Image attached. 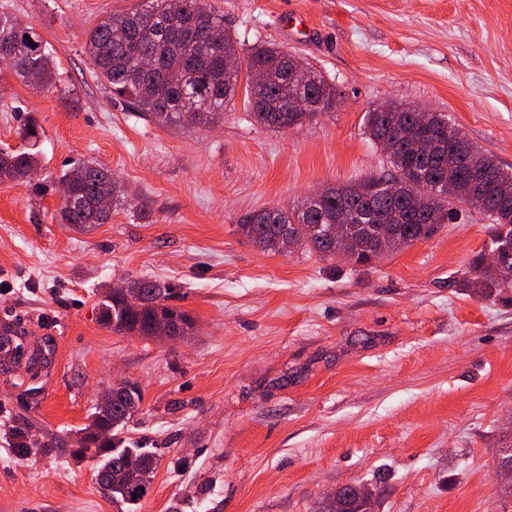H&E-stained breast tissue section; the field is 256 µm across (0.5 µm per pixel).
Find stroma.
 <instances>
[{"label": "stroma", "instance_id": "obj_1", "mask_svg": "<svg viewBox=\"0 0 512 512\" xmlns=\"http://www.w3.org/2000/svg\"><path fill=\"white\" fill-rule=\"evenodd\" d=\"M144 0H0L53 48L56 85L0 65V147L41 126L30 181L0 184V329L43 356L0 365V512H318L345 484L375 512H512V291L462 288L493 227L467 210L365 266L307 246L261 250L241 216L386 174L365 115L398 102L451 115L512 171V0H209L239 51L276 44L335 86V110L258 125L245 89L221 121L163 126L98 79L89 31ZM94 161L125 206L61 223L56 180ZM175 288L191 336L98 319L112 287ZM136 382L122 431L158 453L150 491L113 502L70 454L103 394Z\"/></svg>", "mask_w": 512, "mask_h": 512}]
</instances>
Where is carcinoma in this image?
I'll use <instances>...</instances> for the list:
<instances>
[{"label":"carcinoma","mask_w":512,"mask_h":512,"mask_svg":"<svg viewBox=\"0 0 512 512\" xmlns=\"http://www.w3.org/2000/svg\"><path fill=\"white\" fill-rule=\"evenodd\" d=\"M86 50L98 77L110 84L112 91L128 96L135 111L160 125H201L221 119L236 96L243 70L248 76L247 103L255 121L279 130L294 121V113L283 110L281 92L295 57L273 43L254 45L240 56L236 39L224 27V15L207 0H179L175 11L170 0H148L134 11L111 14L90 32ZM0 64L11 66L30 86L47 88L56 82L53 60L40 34L4 12L0 13ZM303 96L318 100L322 112L336 106V87L312 69ZM420 121L413 108L401 103L368 113L367 132L393 168L388 177L329 186L314 208L305 199L287 208L248 213L239 219L241 233L264 251L283 252L288 242L301 239L327 259L345 252L353 264L366 265L377 258L372 241L376 225L388 222L397 228L399 238L387 243V251H395L401 248L402 238L417 242L430 237L439 225L456 217L455 203L473 197L483 199L484 214L495 227L492 251L512 247V172L467 140L452 119L439 112L432 118L430 133L446 142L443 155L422 152L405 156V147L424 134ZM39 135L37 123L30 120L24 129L30 147L0 148V182L21 181L39 166L38 153L32 151ZM412 170L422 171L436 184L448 181V172H453L456 196L416 198L405 187L398 194L382 188L386 183L403 185ZM59 185L62 196L70 194L81 201L74 209L61 208L62 224H102L108 215L93 212L95 198L108 195L114 206L123 199L111 171L93 162L63 172ZM340 215L351 221L349 232L345 239L333 242L329 229ZM504 262L506 271L489 265L482 255L477 257L467 287L481 294L512 290V254L504 257ZM172 298V288L135 279L127 283L121 300L101 302V320L115 331L148 338L155 323L166 319L179 335L187 336L193 322L166 304ZM141 402V390L136 389L109 406L98 405L90 424L77 432L72 450L77 459L89 454L99 460V484L112 500L125 504L147 495L155 455L115 444L110 450L86 448L84 441L97 427L115 430L126 425ZM127 453L145 460L147 466L128 468L123 461ZM350 504V512H374L375 500L366 489L355 486Z\"/></svg>","instance_id":"carcinoma-1"}]
</instances>
